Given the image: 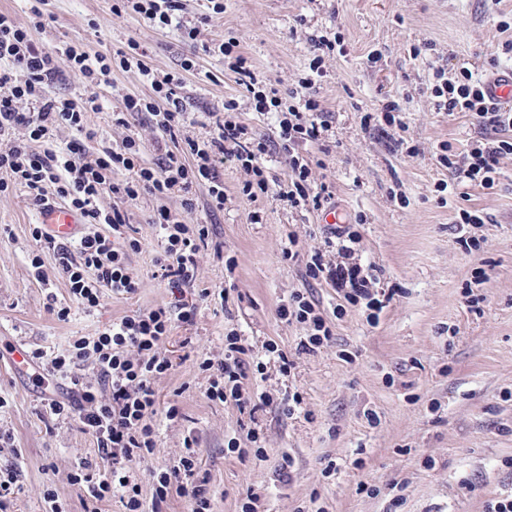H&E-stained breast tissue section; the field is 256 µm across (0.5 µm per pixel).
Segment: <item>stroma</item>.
I'll return each mask as SVG.
<instances>
[{"label":"stroma","instance_id":"1","mask_svg":"<svg viewBox=\"0 0 512 512\" xmlns=\"http://www.w3.org/2000/svg\"><path fill=\"white\" fill-rule=\"evenodd\" d=\"M113 3L46 0L41 30L28 0H0V12L32 29L46 48L81 45L109 55L134 42L158 73H182V136L208 139L210 113L234 98L239 120L256 137L276 138L273 119L254 111L222 57L200 55L194 70L182 72L191 48L181 32L113 12ZM206 11V0H185L199 42L239 39L257 74L283 92L308 72L309 37L340 35L342 51L325 57L313 88L331 128L302 153L314 162V183L330 187L328 209L339 225L358 233L352 258L373 267L378 287L393 296L372 324L330 284L306 285L304 256L320 250L338 257L327 246L325 211L290 207L273 191L249 200L241 192L240 165L228 157L218 167L221 211H208L203 186L193 190L191 211L175 195L145 194L128 205L131 234L141 242L129 255L138 291L105 296L87 312L70 294L52 251L42 253L47 281L37 279L30 227L40 208L24 188L9 185L0 191V395L8 400L0 409V432L11 434L21 454L0 451V466L19 472L15 512H44L47 485L69 512H85V494L70 475L81 462L96 469L103 462L94 438L76 421L48 417L31 373L13 371L11 344L21 340L28 350L53 353L133 311L177 302L194 306L195 314L175 323L164 342L173 367L154 388L160 404L177 402L182 416L156 418V446L133 469L144 496L152 494L151 473L172 467L192 435L214 512H238L250 490L263 494L258 512H297L314 502L326 512H486L490 501L512 494V156L501 158L494 189L442 190L448 180L437 161L442 145L466 152L481 129L468 113L436 110L430 88L436 69L463 62L486 78L512 68V52L504 50L512 31L498 26L501 16L512 14V0H224L223 14L204 25L199 18ZM373 52L379 55L374 63L368 59ZM98 92L106 107L87 113L88 130L116 147L135 132L143 162L158 164L172 147L168 138L148 121L131 131L115 122L124 98L150 94L149 85L137 71L117 70ZM390 100L401 107L395 126L381 120ZM368 113L378 119L370 130L361 124ZM160 205L183 223L210 227L197 255L196 281L179 293L155 266L161 238L149 219ZM463 208L481 211L484 224H457ZM254 211L260 223H251ZM472 236L480 248L468 253L459 240ZM291 240L300 260L283 257ZM229 258L235 262L230 271ZM305 287L333 330L332 340L313 352L298 348L302 326L277 316L291 292ZM205 288L206 299L200 296ZM470 290L482 297L473 307L466 301ZM52 301L69 307L68 320L49 311ZM340 305L345 312L339 317ZM232 329L255 354L272 341L295 363L287 375L268 366L257 387L270 402L253 415L208 399V376L196 364L203 352L223 357ZM296 392L303 402L292 412L288 397ZM253 429L264 458L228 452L233 438L248 447ZM287 456L293 460L288 469ZM363 483L376 494L361 492Z\"/></svg>","mask_w":512,"mask_h":512}]
</instances>
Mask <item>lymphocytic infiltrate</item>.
<instances>
[{
	"instance_id": "lymphocytic-infiltrate-1",
	"label": "lymphocytic infiltrate",
	"mask_w": 512,
	"mask_h": 512,
	"mask_svg": "<svg viewBox=\"0 0 512 512\" xmlns=\"http://www.w3.org/2000/svg\"><path fill=\"white\" fill-rule=\"evenodd\" d=\"M113 9L133 11L159 28L180 30L192 41L197 38L196 28L186 26L183 20L182 0H118ZM201 49L228 59L230 71L244 85L255 111L274 115L290 171L287 185L277 190L279 197L293 207H323L331 193L327 185L313 186V162L300 153L299 147L321 141L328 130L311 90L316 78L323 74L325 55L336 49L335 41L324 35L311 38L310 72L285 94L255 73L239 41L205 43ZM146 57V52L134 43L128 50L109 56L92 54L74 45L51 51L39 46L29 29L0 12V139L7 141L6 147L0 148V172L26 189L35 204H47L52 198L61 200L88 223V231L73 245L56 241L43 225H33L30 230L37 245L53 250L59 273L67 280L73 297L87 310L98 307L105 294L131 295L139 287L128 266L130 253L141 248L140 241L129 233L128 203L146 193L165 197L178 192L183 208L190 211L196 207L192 189L204 183L208 186L209 211L223 210L224 185L217 165L228 155L236 158L245 174L241 187L244 196L255 199L273 190L263 164L270 146L254 138L249 127L236 120L237 101H225L224 115L216 119L210 139H180L185 121L179 95L181 74H158L149 67ZM116 67L137 69L151 86L152 96L124 99L117 123L129 128L145 117L169 137L175 149L167 153L160 166L143 163L140 145L131 135L121 150L104 145L97 152H90L88 143L93 135L86 128L85 115L103 111V98L94 93L75 101L49 93L51 84L64 71L80 74L98 86ZM485 85L483 77L465 65L451 73L439 70L433 75L431 95L436 109L469 113L481 129L466 154L439 155V163L448 170V190L465 184L494 188L500 158L512 155V138L499 135L500 130L512 128V113L502 111L488 98ZM30 100L36 104L35 110L21 111V102ZM63 126L71 129L72 136L64 147L58 148L54 133ZM19 128L26 130L27 140H12V132ZM106 193L116 201L108 211L98 205L99 197ZM151 221L162 232V253L156 259L162 278L175 291L193 285L196 256L209 237L208 225L185 224L163 206L154 211ZM103 224L108 227L104 233L99 230ZM303 261L308 279L330 282L347 303L363 301L368 308L382 309V300L374 296L375 279L368 268L333 263L320 252ZM192 314V309L183 304L139 310L96 335L74 339L52 357L32 351L33 362L43 370V381L61 379L72 385L65 398L47 397L49 417L76 420L95 439L104 470L84 465L70 477L71 483L92 501L116 497L124 512H163V505L179 496L187 498L190 512H213L208 479L200 474L194 448H187L173 467L153 472L150 498H143L141 486L130 475L132 464L156 446L157 413H164L171 421L181 416L174 403L159 409L154 381L173 367L162 351L164 341L175 322L189 321ZM277 315L286 323L305 326L302 349H318L333 337L310 291L291 293ZM251 352V346L232 330L224 339L223 358L200 355L198 368L208 375L206 395L210 400L231 401L241 409L254 403L266 404V396L255 394L248 384L250 373L260 374L265 369L264 363L250 361ZM87 361L96 369L91 382L81 381L75 374Z\"/></svg>"
}]
</instances>
